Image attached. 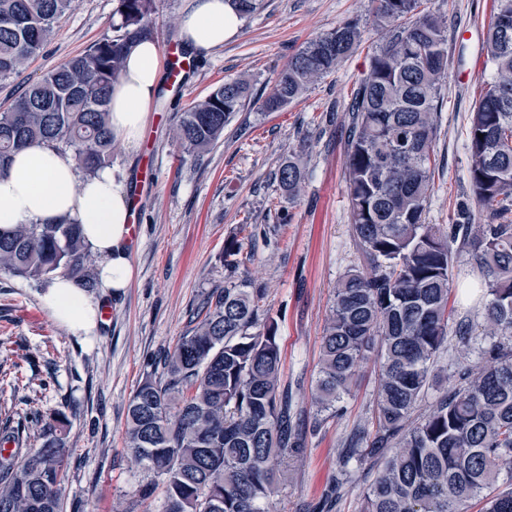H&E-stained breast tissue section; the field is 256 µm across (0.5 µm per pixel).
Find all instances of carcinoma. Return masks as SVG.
Here are the masks:
<instances>
[{
	"instance_id": "carcinoma-1",
	"label": "carcinoma",
	"mask_w": 512,
	"mask_h": 512,
	"mask_svg": "<svg viewBox=\"0 0 512 512\" xmlns=\"http://www.w3.org/2000/svg\"><path fill=\"white\" fill-rule=\"evenodd\" d=\"M382 32L348 111L346 196L361 264L337 281L314 381L308 430L282 384L278 323L265 292L228 280L205 294L161 373L138 384L127 406L125 448L150 476L145 502L163 488L159 512H269L276 467L343 414L361 363L374 353L379 381L372 421L337 459L322 508L333 512L353 483L351 462L370 464L359 512H512V25L490 27L483 50L492 74L470 112L472 198L451 224L426 223L437 116L448 72V21L428 0H367ZM75 0H0V80L21 72L51 39ZM155 0H117L115 35L93 43L25 87L0 110V173L11 153L33 144L70 154L88 178L112 162V87L132 45L152 38ZM347 19L307 41L262 102L268 112L301 98L339 69L363 40ZM232 79L183 112L172 139L197 157L224 136L251 100ZM483 137H478V134ZM296 198L305 180L299 155L276 173ZM482 223H472V208ZM242 245L224 243V266ZM81 225L19 224L0 230V270L45 281L58 272L92 288ZM481 292L482 322L450 321L462 270ZM477 360L456 364L452 386L434 387V367L453 344ZM436 389L429 409H418ZM41 446L21 462L0 456V512H62L65 424L43 425ZM506 479H501L502 474Z\"/></svg>"
}]
</instances>
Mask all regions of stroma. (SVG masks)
Wrapping results in <instances>:
<instances>
[{
	"mask_svg": "<svg viewBox=\"0 0 512 512\" xmlns=\"http://www.w3.org/2000/svg\"><path fill=\"white\" fill-rule=\"evenodd\" d=\"M367 0H264L223 48L196 57L182 86L165 87L140 151L115 144L112 169L134 185L151 165L156 181L139 197V236L129 254L135 277L118 294L92 289L112 307L95 335L76 336L43 309L41 282L0 271V425L19 430L18 445L41 444L32 409L63 413L68 421V465L60 483L63 512H126L146 481L124 446L128 401L156 356L186 330L201 296L225 280L265 289V306L279 325L282 381L296 401L310 404L320 341L337 280L359 262L344 195L346 106L381 39L366 25L358 50L296 103L265 111L262 98L305 42L344 20L365 18ZM494 0H431L451 27L448 76L438 115L426 221L452 223L459 203L472 197L467 149L470 112L490 74L483 43ZM115 0H76L56 35L17 76L0 81V107L31 81L111 36ZM246 78L255 97L238 112L208 153L190 158L171 128L195 99L224 81ZM304 152L306 178L296 199L275 179L280 164ZM244 243L240 266L227 270L224 242ZM346 397L345 413L330 419L291 461L271 499L273 512H313L336 477L339 448L370 422L378 377L365 361Z\"/></svg>",
	"mask_w": 512,
	"mask_h": 512,
	"instance_id": "obj_1",
	"label": "stroma"
}]
</instances>
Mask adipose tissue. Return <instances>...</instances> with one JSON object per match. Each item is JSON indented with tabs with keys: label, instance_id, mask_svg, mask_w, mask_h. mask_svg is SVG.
Returning <instances> with one entry per match:
<instances>
[{
	"label": "adipose tissue",
	"instance_id": "1",
	"mask_svg": "<svg viewBox=\"0 0 512 512\" xmlns=\"http://www.w3.org/2000/svg\"><path fill=\"white\" fill-rule=\"evenodd\" d=\"M242 19L230 0H186L181 36L197 51H212L238 35ZM162 63L154 41L133 45L124 72L112 89L111 127L115 140L136 148L152 118ZM80 224L88 248L100 262V288L120 292L129 288L134 267L128 251L130 207L123 180L111 168L95 177L78 176L71 160L51 146L32 145L17 151L0 175V228L18 224ZM51 318L78 336L97 327L100 306L75 280L59 273L41 295Z\"/></svg>",
	"mask_w": 512,
	"mask_h": 512
}]
</instances>
